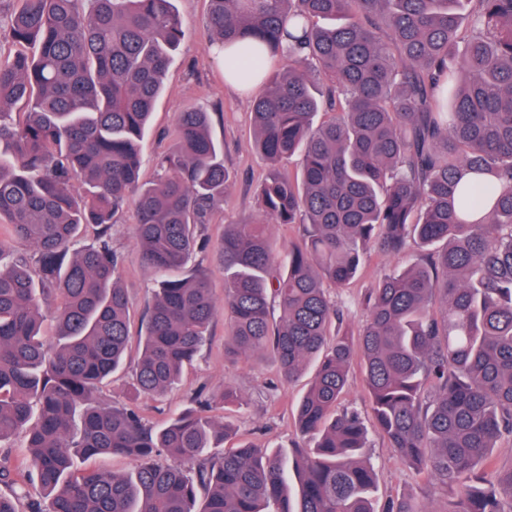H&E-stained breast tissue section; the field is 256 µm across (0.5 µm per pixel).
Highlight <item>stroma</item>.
Segmentation results:
<instances>
[{"label": "stroma", "instance_id": "1", "mask_svg": "<svg viewBox=\"0 0 512 512\" xmlns=\"http://www.w3.org/2000/svg\"><path fill=\"white\" fill-rule=\"evenodd\" d=\"M186 29V36L173 55L165 77V89L152 115L150 128L142 142L143 179L154 174L157 157L171 145L168 131L178 112L198 103L207 108L210 134L224 145V165L230 179L223 208L213 211L202 233L208 251L198 254L207 273L216 301L224 299V274L219 268L214 246L228 224H244L257 219V191L266 172L265 161L253 148L250 112L252 96L228 86L222 68L207 51L204 17L205 0H176ZM112 247L122 254L118 277L128 296L129 346L124 368L113 374L97 393L100 402H133L146 422L157 426L187 407L194 397L220 404L225 391H235L238 402L223 405L224 422L233 431L227 447L240 442L282 451L291 450L302 437L295 424V408L306 390V379L282 382L272 355L232 359L224 355L228 325L223 315H216L211 335L191 364L185 366L180 383L161 396L132 397L130 387L140 356V337L145 333L147 308L151 304L157 275L138 260L139 246L130 211L120 212L112 226ZM417 251L408 246L404 253L388 256L371 251L360 280L334 294L351 328H359L367 313L364 294L381 275L409 266ZM365 459L376 478L374 507L382 512L389 500L410 498L426 505L429 512H451L458 494L457 486L430 484L425 475L404 464L377 433H370Z\"/></svg>", "mask_w": 512, "mask_h": 512}]
</instances>
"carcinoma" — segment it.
Wrapping results in <instances>:
<instances>
[{
    "label": "carcinoma",
    "instance_id": "cac0c4a2",
    "mask_svg": "<svg viewBox=\"0 0 512 512\" xmlns=\"http://www.w3.org/2000/svg\"><path fill=\"white\" fill-rule=\"evenodd\" d=\"M17 2L0 46V227L36 257L3 262L0 238V447L27 437L20 481L0 462V512H18L21 481L42 492L29 512H375L365 420L336 410L356 359L376 431L428 481L462 484L451 512H512V471L497 490L475 484L512 436V0H207L212 58L244 89L260 82L251 119L269 164L260 219L230 225L216 253L225 354L270 352L286 381L315 362L296 413L309 444L286 455L224 448V421L198 400L161 427L97 401L129 342L113 217L133 210L147 270L181 269L206 250L198 226L229 181L193 105L139 182L185 36L174 0ZM271 223L301 225V241L274 251ZM87 226L96 242L80 247ZM410 241L414 262L367 289L358 332L343 328L327 288L349 284L369 246ZM221 308L201 271L159 281L135 392L176 384ZM98 455L136 466L75 469Z\"/></svg>",
    "mask_w": 512,
    "mask_h": 512
}]
</instances>
